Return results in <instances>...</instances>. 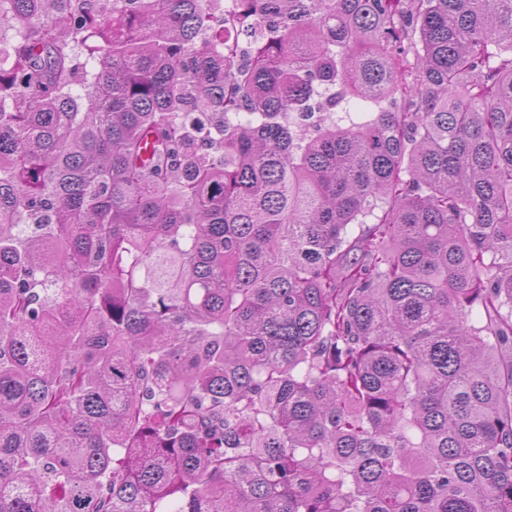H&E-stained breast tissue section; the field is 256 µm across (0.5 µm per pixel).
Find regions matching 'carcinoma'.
<instances>
[{"instance_id":"cac0c4a2","label":"carcinoma","mask_w":512,"mask_h":512,"mask_svg":"<svg viewBox=\"0 0 512 512\" xmlns=\"http://www.w3.org/2000/svg\"><path fill=\"white\" fill-rule=\"evenodd\" d=\"M4 1L0 512H512V0Z\"/></svg>"}]
</instances>
